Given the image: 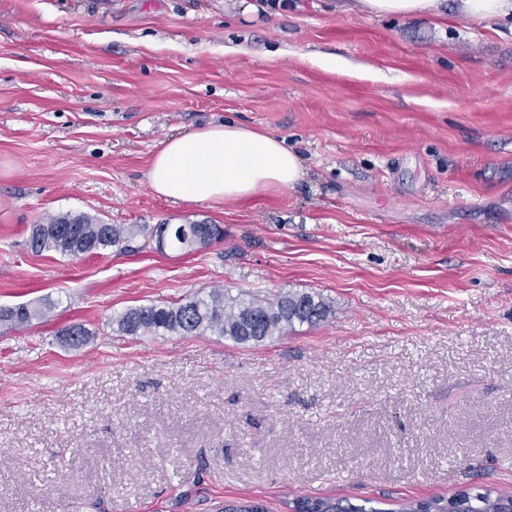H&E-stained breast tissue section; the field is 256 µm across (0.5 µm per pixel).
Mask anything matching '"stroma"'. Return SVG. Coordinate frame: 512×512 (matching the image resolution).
I'll use <instances>...</instances> for the list:
<instances>
[{
  "instance_id": "35a3bbf8",
  "label": "stroma",
  "mask_w": 512,
  "mask_h": 512,
  "mask_svg": "<svg viewBox=\"0 0 512 512\" xmlns=\"http://www.w3.org/2000/svg\"><path fill=\"white\" fill-rule=\"evenodd\" d=\"M224 119L284 138L305 179L156 195L161 141ZM66 212L224 239L33 254L30 225ZM214 285L332 312L255 346L112 329ZM42 297L47 320L0 327V512L508 493L512 31L356 0H0V305ZM189 224L191 229L183 234L175 233L181 224H166L174 229V232L167 234V247L189 253L224 239V228L220 224L207 221H192Z\"/></svg>"
}]
</instances>
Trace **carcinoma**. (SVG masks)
<instances>
[{"mask_svg":"<svg viewBox=\"0 0 512 512\" xmlns=\"http://www.w3.org/2000/svg\"><path fill=\"white\" fill-rule=\"evenodd\" d=\"M187 233L167 234V247L186 253L207 247L224 238V228L207 221L190 222ZM162 225L106 224L84 215H48L33 224L29 233L32 252L62 256L99 254L109 249L124 251L138 236L158 239ZM49 299L0 306V326L23 328L34 320H44L55 309ZM329 302L309 292L282 293L272 301L245 293L236 295L227 288L197 291L173 305H143L112 317L113 330L130 336L202 335L224 336L243 345H259L328 318ZM62 342L79 349L91 335L82 324H72L59 332ZM512 495H493L490 490H459L451 498L432 497L410 502L398 510L354 504L348 500L309 497L294 502V512H509Z\"/></svg>","mask_w":512,"mask_h":512,"instance_id":"cac0c4a2","label":"carcinoma"}]
</instances>
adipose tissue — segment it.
<instances>
[{"mask_svg": "<svg viewBox=\"0 0 512 512\" xmlns=\"http://www.w3.org/2000/svg\"><path fill=\"white\" fill-rule=\"evenodd\" d=\"M455 12L479 24L512 22V0H454ZM284 140L224 122L168 136L145 174L151 190L176 203L240 200L293 188L304 177Z\"/></svg>", "mask_w": 512, "mask_h": 512, "instance_id": "1", "label": "adipose tissue"}]
</instances>
